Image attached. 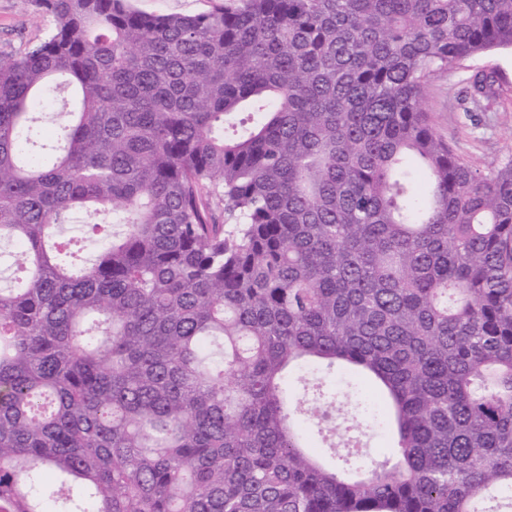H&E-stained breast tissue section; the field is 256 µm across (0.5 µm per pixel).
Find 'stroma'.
<instances>
[{
	"instance_id": "35a3bbf8",
	"label": "stroma",
	"mask_w": 512,
	"mask_h": 512,
	"mask_svg": "<svg viewBox=\"0 0 512 512\" xmlns=\"http://www.w3.org/2000/svg\"><path fill=\"white\" fill-rule=\"evenodd\" d=\"M49 26L34 0H0V52L24 53ZM489 72L496 76L501 104L488 112L465 111L463 98L472 79ZM423 104L434 131L475 167L512 155V50H495L435 74Z\"/></svg>"
}]
</instances>
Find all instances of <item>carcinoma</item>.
<instances>
[{"label":"carcinoma","instance_id":"cac0c4a2","mask_svg":"<svg viewBox=\"0 0 512 512\" xmlns=\"http://www.w3.org/2000/svg\"><path fill=\"white\" fill-rule=\"evenodd\" d=\"M35 2L0 52V512L511 509L512 156L474 167L423 93L512 49V0ZM80 216L112 235L75 271ZM315 361L374 398L311 423ZM50 26L32 0H0V52L20 55L38 43ZM136 9L156 15H194L208 12L224 0H133Z\"/></svg>","mask_w":512,"mask_h":512}]
</instances>
